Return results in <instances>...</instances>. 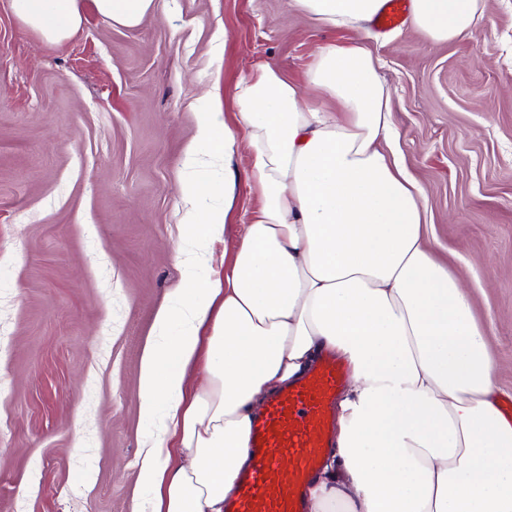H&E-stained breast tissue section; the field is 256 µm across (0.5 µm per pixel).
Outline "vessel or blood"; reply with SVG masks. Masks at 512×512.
I'll return each mask as SVG.
<instances>
[{"instance_id":"vessel-or-blood-1","label":"vessel or blood","mask_w":512,"mask_h":512,"mask_svg":"<svg viewBox=\"0 0 512 512\" xmlns=\"http://www.w3.org/2000/svg\"><path fill=\"white\" fill-rule=\"evenodd\" d=\"M410 13L411 0H381L371 24L389 32L404 27ZM343 378L327 359L272 397L253 424L229 512H304V488L332 444L331 410Z\"/></svg>"}]
</instances>
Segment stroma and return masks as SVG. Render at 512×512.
<instances>
[{
    "label": "stroma",
    "instance_id": "35a3bbf8",
    "mask_svg": "<svg viewBox=\"0 0 512 512\" xmlns=\"http://www.w3.org/2000/svg\"><path fill=\"white\" fill-rule=\"evenodd\" d=\"M472 35L430 43L326 27L288 0H158L134 28L83 0L79 31L42 41L0 0V512H136L156 415L139 365L183 278L179 187L200 113L234 120L268 65L305 85L320 48L367 46L428 232L471 294L512 400V0ZM219 267L258 205L240 145Z\"/></svg>",
    "mask_w": 512,
    "mask_h": 512
}]
</instances>
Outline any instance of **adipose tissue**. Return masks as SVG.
Instances as JSON below:
<instances>
[{"label": "adipose tissue", "instance_id": "adipose-tissue-1", "mask_svg": "<svg viewBox=\"0 0 512 512\" xmlns=\"http://www.w3.org/2000/svg\"><path fill=\"white\" fill-rule=\"evenodd\" d=\"M81 3L10 0V9L59 45L79 30ZM291 3L354 29L380 6ZM93 4L131 28L157 0ZM480 16L479 0H413V22L433 43L467 34ZM308 83L319 105L259 67L237 85L235 123L209 112L196 128L212 174L180 187L192 254L225 234L237 181L218 167L243 142L259 205L219 268L202 277L186 263L156 315L139 369L143 405L163 410L138 462L147 512H224L256 408L324 352L348 365L351 383L309 512H512L498 370L469 291L435 253L421 189L385 150L394 131L375 60L362 45L324 47ZM219 196L223 208L201 209Z\"/></svg>", "mask_w": 512, "mask_h": 512}]
</instances>
